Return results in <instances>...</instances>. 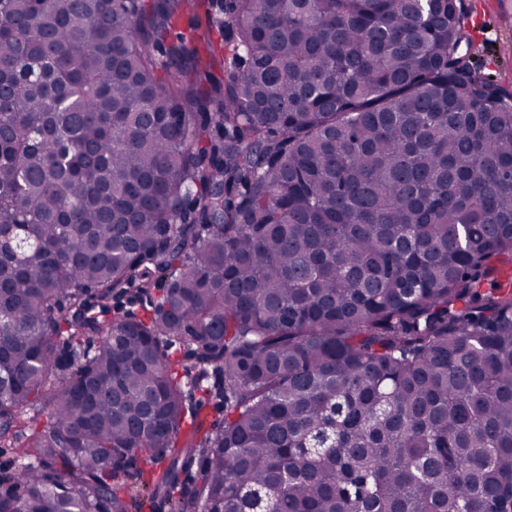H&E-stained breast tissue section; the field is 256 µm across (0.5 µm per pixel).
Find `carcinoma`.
Here are the masks:
<instances>
[{
  "mask_svg": "<svg viewBox=\"0 0 512 512\" xmlns=\"http://www.w3.org/2000/svg\"><path fill=\"white\" fill-rule=\"evenodd\" d=\"M465 20L0 0V512H128L137 458L172 512H512V104Z\"/></svg>",
  "mask_w": 512,
  "mask_h": 512,
  "instance_id": "carcinoma-1",
  "label": "carcinoma"
}]
</instances>
